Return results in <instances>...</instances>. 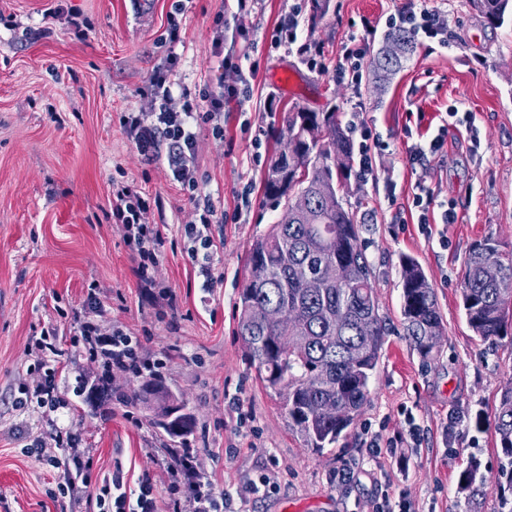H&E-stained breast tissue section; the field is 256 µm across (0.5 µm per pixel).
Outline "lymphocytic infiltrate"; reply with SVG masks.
Instances as JSON below:
<instances>
[{
  "instance_id": "1",
  "label": "lymphocytic infiltrate",
  "mask_w": 512,
  "mask_h": 512,
  "mask_svg": "<svg viewBox=\"0 0 512 512\" xmlns=\"http://www.w3.org/2000/svg\"><path fill=\"white\" fill-rule=\"evenodd\" d=\"M390 25L407 31L413 39L435 38L448 31V20L441 13L428 9L399 10ZM244 74L238 63L222 59L216 76L219 95L210 97L206 111H193L191 106L176 107L166 69H157L150 80L152 95L158 103L154 112H131L122 124L144 161L166 158L173 179L183 189L198 188L195 162L197 129L210 126L216 136L224 134V102L236 95ZM150 202L128 186L112 190V218L124 240L139 256L137 275L146 287L157 285L155 274L160 264L161 233L157 225L147 223ZM70 341L79 345L87 360L99 365L109 362L113 380L142 378L165 367L163 359L147 354L139 337L120 325H107L99 289H90L83 312L72 313L68 321ZM59 333L48 327L35 339L29 351L37 362V374L23 388L18 407L29 404L58 410L65 402L58 394L59 370L54 356ZM54 440L65 450L64 474L58 489L61 495L73 496L91 485L87 473V451L78 450L72 432L54 428ZM166 474L163 485H156L151 476H143L137 486H129L122 472H115L99 493L86 497L87 503L111 512H224V494L216 490L208 473L201 467L192 449L165 458L160 463Z\"/></svg>"
}]
</instances>
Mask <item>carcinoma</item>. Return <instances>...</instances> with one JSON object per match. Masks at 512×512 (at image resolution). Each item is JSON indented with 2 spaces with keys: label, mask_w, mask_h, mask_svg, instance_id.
I'll return each mask as SVG.
<instances>
[{
  "label": "carcinoma",
  "mask_w": 512,
  "mask_h": 512,
  "mask_svg": "<svg viewBox=\"0 0 512 512\" xmlns=\"http://www.w3.org/2000/svg\"><path fill=\"white\" fill-rule=\"evenodd\" d=\"M491 26L504 23L512 0H470ZM385 50L370 66L380 73L400 68ZM287 142L271 164L264 183L267 197L279 202L294 194L308 200L305 211L288 208L269 231L257 238L247 257V279L239 295L236 333L247 359L260 377L283 395V407L306 444L324 448L338 441L367 404L369 382L384 345L387 328L379 313L374 273L360 243L362 226L345 207L352 191L354 147L334 112H315L299 105L288 109ZM304 163L302 173L295 165ZM495 266L498 276L486 277ZM320 276L326 287L310 294L305 279ZM403 335L422 358L430 340L444 333L433 289L415 260L402 259ZM462 303L468 325L481 341H493L512 325V253L491 238L470 249L464 265ZM268 304L295 314V342L284 354L280 330L264 322L259 310ZM103 372L85 401L101 405L111 390ZM153 403L152 423L170 439H183L195 418L183 412L160 379L141 382L127 399L132 407ZM339 403L350 416L330 419L320 411ZM500 466L494 481L499 512H512V385L500 394L494 415ZM485 478L473 461L459 476L458 489L475 500L484 493Z\"/></svg>",
  "instance_id": "cac0c4a2"
}]
</instances>
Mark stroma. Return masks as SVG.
<instances>
[{"label": "stroma", "instance_id": "35a3bbf8", "mask_svg": "<svg viewBox=\"0 0 512 512\" xmlns=\"http://www.w3.org/2000/svg\"><path fill=\"white\" fill-rule=\"evenodd\" d=\"M0 0V512H77L54 498L62 468L51 465V419L89 449L93 486L115 470L129 485L150 474L169 440L146 406L112 402L92 411L74 395L77 373L97 368L61 341L59 390L67 406L19 409L30 381L29 342L44 327L67 333L58 309H82L88 289L104 291L108 317L166 358V386L191 412L193 448L215 485L228 492L227 512H374L406 501L412 512H497L487 491L468 500L460 473L478 460L498 469L494 414L512 383V332L480 342L461 303L463 261L490 237L512 250V18L497 28L469 0H426L448 18V41L415 43L384 81L337 79L350 37L366 57L384 45L386 19L413 0H331L310 25L309 0ZM298 12L295 44L280 43L277 22ZM223 18L224 50L212 46ZM177 30H170V19ZM320 47L316 64L297 51ZM247 83L224 105V135H198L196 193L181 189L165 160L144 163L121 118L154 108L150 77L169 64L176 101L205 111L222 57ZM297 77L295 91L275 79ZM365 106L353 115L355 103ZM299 104L335 111L352 141L366 124L381 141L374 172L353 180L349 210L363 220V248L374 269L379 312L391 326L370 381V395L334 447H307L283 398L258 375L236 334L239 294L252 243L281 217L264 181L285 139V110ZM475 117L474 132L447 122L449 107ZM441 137L438 152L411 163L408 148ZM152 198L148 223L162 234L160 276L178 299L163 311L136 274L137 261L112 220V186ZM453 202L452 224L432 214L418 221L417 186ZM210 199L227 220L211 225L212 285L203 287L185 233L195 201ZM422 266L443 318L444 334L422 361L402 330L400 260Z\"/></svg>", "mask_w": 512, "mask_h": 512}]
</instances>
